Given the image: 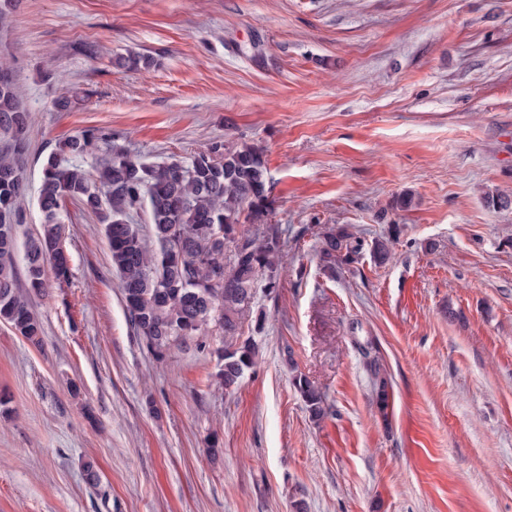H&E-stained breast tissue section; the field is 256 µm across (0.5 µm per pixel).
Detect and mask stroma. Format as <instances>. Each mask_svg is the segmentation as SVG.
<instances>
[{
    "mask_svg": "<svg viewBox=\"0 0 512 512\" xmlns=\"http://www.w3.org/2000/svg\"><path fill=\"white\" fill-rule=\"evenodd\" d=\"M130 51L153 65H114ZM0 65L31 114L21 235L85 129L146 162L248 141L274 201L251 231L279 227L286 266L227 392L223 334L148 350L66 202L40 345L0 324V512H512V208L486 201L512 196V0H17ZM340 227L398 230L391 260L328 269ZM294 386L305 402L311 418L315 421L324 419L328 414V408L325 407L322 394L313 383L307 377L297 375L294 378Z\"/></svg>",
    "mask_w": 512,
    "mask_h": 512,
    "instance_id": "obj_1",
    "label": "stroma"
}]
</instances>
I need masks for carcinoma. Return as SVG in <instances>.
Listing matches in <instances>:
<instances>
[{
  "label": "carcinoma",
  "instance_id": "obj_1",
  "mask_svg": "<svg viewBox=\"0 0 512 512\" xmlns=\"http://www.w3.org/2000/svg\"><path fill=\"white\" fill-rule=\"evenodd\" d=\"M125 68H148L153 60L130 54L116 60ZM30 113L19 104L13 80L0 66V131L9 136L0 152V322L27 342H41L42 325L29 298L47 287V272L69 280L70 264L50 262L65 250L63 202L72 200L104 224L112 267L133 332L160 352L198 336L213 325L224 334V354L216 374L224 390L236 389L255 364L256 347L241 339L253 312L258 282L272 294L281 284L282 244L275 227L257 237L247 225L264 224L270 214L268 169L261 146L247 141L213 143L187 161L147 164L108 143L103 133L83 132L50 155L42 168L39 230L19 242V201L25 192L21 167ZM105 157L92 174L64 157ZM145 211L144 235L134 214ZM362 240L345 228L324 234L322 258L330 268L359 260ZM23 252L26 290L18 284L16 256ZM380 411L389 403V383L370 365ZM294 386L315 421L328 414L320 391L305 376Z\"/></svg>",
  "mask_w": 512,
  "mask_h": 512
}]
</instances>
